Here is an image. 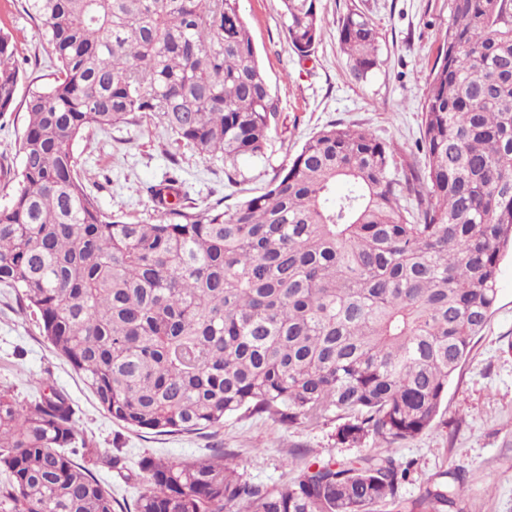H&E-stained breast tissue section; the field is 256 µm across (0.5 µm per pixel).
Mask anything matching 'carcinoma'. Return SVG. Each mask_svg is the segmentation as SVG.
Masks as SVG:
<instances>
[{
  "mask_svg": "<svg viewBox=\"0 0 512 512\" xmlns=\"http://www.w3.org/2000/svg\"><path fill=\"white\" fill-rule=\"evenodd\" d=\"M25 2L55 70L24 98L21 163L0 202V284L21 311L130 429L189 434L234 415L309 427L342 412L338 442L387 447L306 463L273 488L243 480L232 453L145 457L135 512H453L464 475L409 499L411 464L392 445L435 425L512 246V0H449L422 168L398 175L394 144L334 123L230 209L185 210L174 179L146 187L153 223L106 213L73 145L149 113L224 158L230 183L240 161L264 157L278 101L240 0ZM281 2L286 41L310 55L316 0ZM337 33L353 76L374 73L375 25L350 8ZM22 79L0 28V115ZM73 415L52 386L27 401L0 389V512H115L91 449L75 459Z\"/></svg>",
  "mask_w": 512,
  "mask_h": 512,
  "instance_id": "1",
  "label": "carcinoma"
}]
</instances>
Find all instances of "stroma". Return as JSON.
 Returning a JSON list of instances; mask_svg holds the SVG:
<instances>
[{
    "instance_id": "obj_1",
    "label": "stroma",
    "mask_w": 512,
    "mask_h": 512,
    "mask_svg": "<svg viewBox=\"0 0 512 512\" xmlns=\"http://www.w3.org/2000/svg\"><path fill=\"white\" fill-rule=\"evenodd\" d=\"M325 19L311 55L298 57L283 34L280 0H240L258 56L279 111L267 154L245 160L236 182H228L224 161L200 157L176 142L158 119L140 114L106 131L84 133L73 146L87 189L105 211L131 221H154L145 188L177 177L196 209L228 208L263 193L276 172L305 141L331 123L370 128L399 149L398 167L418 166L421 105L430 67L451 22L448 0H317ZM365 12L376 25L379 67L355 79L341 51L336 22L348 8ZM12 31L24 85L49 82L38 23L25 0H0V28ZM26 112L15 104L0 117V196L9 193L11 170L21 162ZM493 313L448 387L435 426L395 444L398 460L411 463L402 492L412 497L437 474L463 471L460 512H512V258H504ZM64 391L74 409L79 438L99 457L121 455L125 472L98 465L95 473L120 502L134 504L146 486L142 458L196 459L224 448L236 453L248 482L265 487L285 483L289 461L317 462L379 452L374 439L338 443V420L317 427L285 428L268 418L232 416L223 426L199 433L156 435L122 427L41 336L35 317L23 314L12 288L0 284V388L30 398L41 383Z\"/></svg>"
}]
</instances>
